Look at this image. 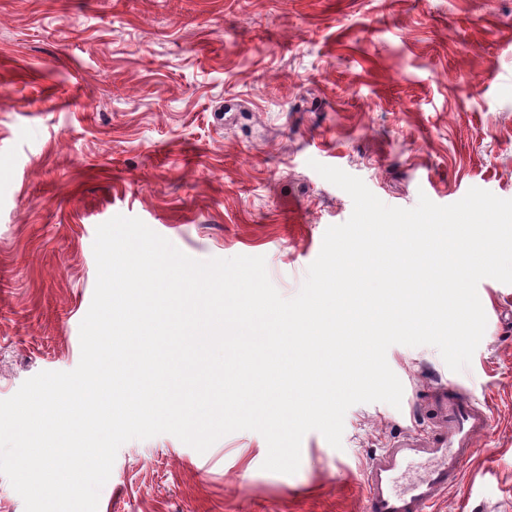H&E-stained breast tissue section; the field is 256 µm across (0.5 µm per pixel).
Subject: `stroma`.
<instances>
[{
	"label": "stroma",
	"mask_w": 512,
	"mask_h": 512,
	"mask_svg": "<svg viewBox=\"0 0 512 512\" xmlns=\"http://www.w3.org/2000/svg\"><path fill=\"white\" fill-rule=\"evenodd\" d=\"M512 199V0H0V400L80 360L98 225L140 218L187 256H262L295 297L350 196ZM470 366L391 346L400 407L360 403L293 474L255 431L205 453L163 433L118 450L98 512H359L363 469L454 381L492 429L437 512H512V284L486 278Z\"/></svg>",
	"instance_id": "obj_1"
}]
</instances>
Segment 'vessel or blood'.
Segmentation results:
<instances>
[{"label": "vessel or blood", "mask_w": 512, "mask_h": 512, "mask_svg": "<svg viewBox=\"0 0 512 512\" xmlns=\"http://www.w3.org/2000/svg\"><path fill=\"white\" fill-rule=\"evenodd\" d=\"M431 405L434 432L402 436L367 462L363 512H427L457 482L463 461L476 451L477 435L492 425L486 406L454 382L436 389Z\"/></svg>", "instance_id": "b4317fda"}]
</instances>
